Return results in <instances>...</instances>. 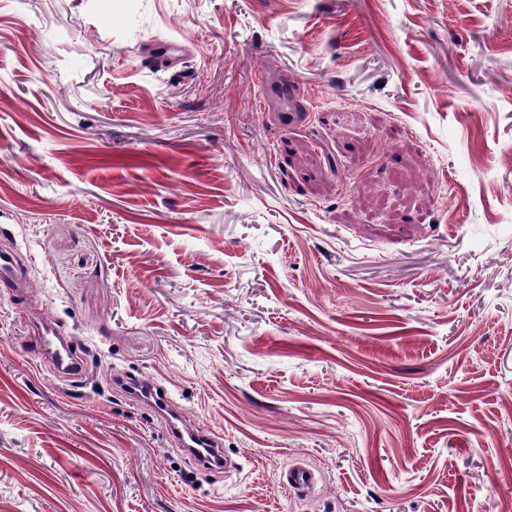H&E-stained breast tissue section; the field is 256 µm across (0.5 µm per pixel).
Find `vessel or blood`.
Returning <instances> with one entry per match:
<instances>
[{"mask_svg": "<svg viewBox=\"0 0 512 512\" xmlns=\"http://www.w3.org/2000/svg\"><path fill=\"white\" fill-rule=\"evenodd\" d=\"M25 277L15 256L10 252L0 253V289L11 293L21 291ZM36 347L40 361L52 362L60 375L70 381H78L84 373L83 355L55 326L36 328ZM113 385L136 403L148 407L168 426V432L175 444L199 468L213 474H231L233 466L224 457L221 436L207 429L180 428L183 420L182 409L173 398L163 393L159 383L136 375L114 378ZM289 487L308 494L317 483L314 469L304 463L289 466L282 474Z\"/></svg>", "mask_w": 512, "mask_h": 512, "instance_id": "obj_1", "label": "vessel or blood"}]
</instances>
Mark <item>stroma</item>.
Returning a JSON list of instances; mask_svg holds the SVG:
<instances>
[{
	"instance_id": "35a3bbf8",
	"label": "stroma",
	"mask_w": 512,
	"mask_h": 512,
	"mask_svg": "<svg viewBox=\"0 0 512 512\" xmlns=\"http://www.w3.org/2000/svg\"><path fill=\"white\" fill-rule=\"evenodd\" d=\"M511 150L512 0H0V250L32 282L0 291V512H500ZM39 359L42 362L51 360L60 375L72 382L78 381L84 374L85 361L83 355L66 338L57 326L37 327L34 331ZM116 389L136 403L148 407L168 426V432L175 444L199 468L213 474L228 477L234 468L228 459H224L222 437L207 429H194L184 426L182 430L177 422H182L183 410L176 405L166 388L156 381L136 375H124L113 379ZM162 391V394H159ZM282 480L288 483V487L307 495L311 493L317 483L314 469L304 463H296L289 466L282 474Z\"/></svg>"
}]
</instances>
